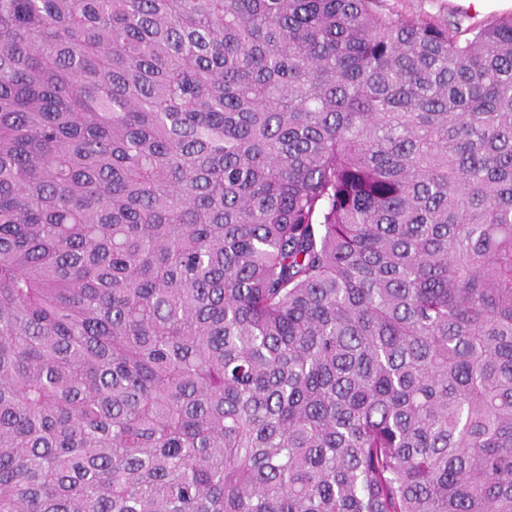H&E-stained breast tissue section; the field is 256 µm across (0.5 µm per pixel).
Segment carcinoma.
<instances>
[{
    "label": "carcinoma",
    "mask_w": 512,
    "mask_h": 512,
    "mask_svg": "<svg viewBox=\"0 0 512 512\" xmlns=\"http://www.w3.org/2000/svg\"><path fill=\"white\" fill-rule=\"evenodd\" d=\"M0 512H512V14L0 0Z\"/></svg>",
    "instance_id": "obj_1"
}]
</instances>
